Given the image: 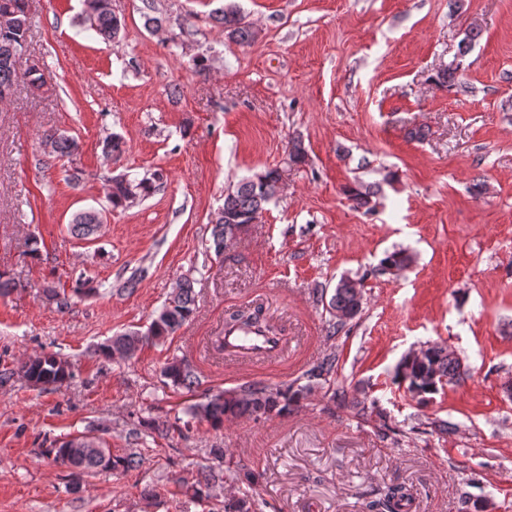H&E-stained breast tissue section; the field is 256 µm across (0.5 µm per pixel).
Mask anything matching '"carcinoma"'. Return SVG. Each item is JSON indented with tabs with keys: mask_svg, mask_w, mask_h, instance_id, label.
Wrapping results in <instances>:
<instances>
[{
	"mask_svg": "<svg viewBox=\"0 0 512 512\" xmlns=\"http://www.w3.org/2000/svg\"><path fill=\"white\" fill-rule=\"evenodd\" d=\"M10 12L15 15V24L8 28L0 27V97L9 91L19 80L39 89L46 83L44 70L32 66L20 71L18 62L27 47L30 32V14L28 0H0V13ZM95 30L105 40L115 39L120 31V21L112 13L110 0H96V5L87 9ZM215 20L224 26L228 37L239 44H250L257 38L253 27L244 21L240 11L234 5H226L215 11ZM457 80V68L448 65L439 69L431 82L448 88ZM44 140L51 145L52 153L58 158H69L78 150L75 139L56 132L43 134ZM163 179L162 174L152 177L130 180L127 176L117 175L107 178V196L112 207H125L138 198H145L156 190V183ZM280 170L269 168L242 181L224 195V205L218 214L212 229V248L220 257L224 254L227 243L235 239L243 225L250 223L254 217L261 215L279 191ZM348 199L356 208L374 210L377 195L372 186L361 182L346 190ZM103 220L95 210H83L75 213L70 226L71 232L78 238L89 240L96 237ZM412 257L403 250H394L382 259L379 271L382 273L402 270L410 265ZM357 285L348 278H341L331 295L326 312L329 314L327 332L336 335L347 322L353 320L362 310L363 295L357 293ZM195 311V297L191 280L184 279L177 284L168 301L153 317L148 330L141 335L137 332L124 333L100 346V353L112 357L118 353L126 358L134 355L140 344L160 342L174 334ZM229 322L237 327L255 330L268 336H277L274 325L264 317L262 310L252 312L238 311L229 317ZM22 370L28 379L37 385H61L68 377L67 363L53 355L45 356L23 363ZM433 373L437 382L450 377L460 383L467 377V369L454 352L446 347H429L420 362L408 366L399 364L397 377L408 384V390L418 391L423 397L435 394L439 388L425 381L424 376ZM336 359L324 357L314 363L295 381L278 386L247 384L232 390L220 391L207 398L204 403L189 407L190 413L208 422L212 427L224 426L229 418L250 416L256 419L273 415H282L297 404L304 395L317 388H325L330 393V400L344 403L348 392L344 387L335 386ZM161 376L177 388L192 389L198 383L194 368L184 359L173 358L167 361L161 370ZM54 461L65 465L81 474L92 473L98 469L125 470L132 465L128 456L115 455L112 449L92 437L84 436L81 446L73 451L65 446L52 449ZM213 464L203 467L198 472L194 483L186 487L192 495L201 498L206 495L213 483L224 479V449L211 448L208 451ZM411 498L409 490L402 484L387 486L379 496L365 503V512H403L406 502Z\"/></svg>",
	"mask_w": 512,
	"mask_h": 512,
	"instance_id": "1",
	"label": "carcinoma"
}]
</instances>
